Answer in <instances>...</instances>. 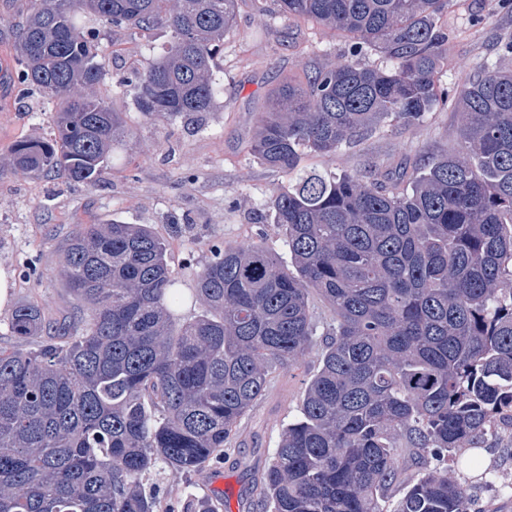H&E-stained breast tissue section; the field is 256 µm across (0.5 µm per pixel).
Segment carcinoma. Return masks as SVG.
<instances>
[{
	"instance_id": "1",
	"label": "carcinoma",
	"mask_w": 512,
	"mask_h": 512,
	"mask_svg": "<svg viewBox=\"0 0 512 512\" xmlns=\"http://www.w3.org/2000/svg\"><path fill=\"white\" fill-rule=\"evenodd\" d=\"M30 2L18 80L58 111L50 138L14 144V168L92 183L126 133L96 93L105 66L88 14L170 29L158 58L125 79L145 116L214 106L237 0ZM277 2L350 37L352 57L275 88L250 143L290 176L268 203L288 257L214 248L196 283L205 309L177 324L165 241L142 224L78 225L62 274L86 307L81 335L21 304L9 327L25 347L0 349V512H159L142 477H202L224 457L272 375L314 344V295L330 313L323 351L265 471L262 512H386L405 448L421 470L391 512H467L448 453L512 427V70L461 88L458 151L384 179L374 161L305 170V153L417 125L448 102L438 20L449 0ZM370 49L391 65L355 61Z\"/></svg>"
}]
</instances>
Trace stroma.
<instances>
[{
	"label": "stroma",
	"mask_w": 512,
	"mask_h": 512,
	"mask_svg": "<svg viewBox=\"0 0 512 512\" xmlns=\"http://www.w3.org/2000/svg\"><path fill=\"white\" fill-rule=\"evenodd\" d=\"M26 10V0H0V266L13 281L10 305L0 309V347L15 344L9 328L12 306L33 303L52 318L79 316L61 275L62 247L77 225L145 224L164 238L183 298L174 309L180 322L203 309L195 288L211 246L259 241L283 252L267 204L287 186L288 177L253 158L249 144L269 91L280 81L348 61L347 38L284 16L275 0H237L235 24L214 61L220 88L214 108L153 120L139 111L135 91L125 80L144 70L169 43V29L142 33L100 24L107 75L97 92L120 112L128 135L90 185L58 174L23 173L11 164V146L49 138L55 115L53 101L17 82L15 42ZM477 14L482 24H474ZM440 23L448 35L441 84L456 90L477 71L512 68V57L499 51L500 44L512 40V12L500 0H450ZM459 125L451 102L418 125H384L336 153L303 155L301 164L338 174L357 172L370 160L383 170L401 160L412 166L460 144ZM320 359V347H313L272 380L241 420L233 450L213 465L209 478L192 475L171 482L157 472L143 477L144 487L155 489L174 512H183L192 498L218 502L221 512H260L254 481L274 456L283 428L297 415ZM490 466L494 474L483 477ZM448 475L471 487L469 512H512V430L500 431L485 448L453 454Z\"/></svg>",
	"instance_id": "obj_1"
}]
</instances>
